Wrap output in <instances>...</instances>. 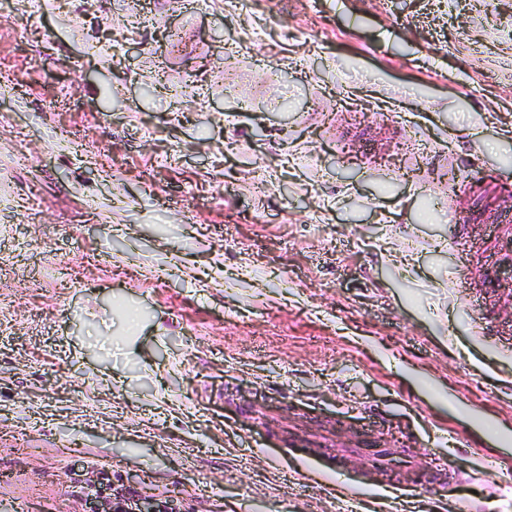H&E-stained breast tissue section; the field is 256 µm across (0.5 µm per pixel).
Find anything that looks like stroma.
I'll return each mask as SVG.
<instances>
[{"instance_id":"stroma-1","label":"stroma","mask_w":512,"mask_h":512,"mask_svg":"<svg viewBox=\"0 0 512 512\" xmlns=\"http://www.w3.org/2000/svg\"><path fill=\"white\" fill-rule=\"evenodd\" d=\"M1 304L0 512H512V0H0ZM360 439H357L350 448L337 449L334 444L327 439H323L321 443L322 453L328 457L336 458V469L334 476L336 485L342 486L350 490L361 489L363 486L360 483V477L357 473L352 472L348 460L353 455L366 456L371 454V448H365Z\"/></svg>"}]
</instances>
